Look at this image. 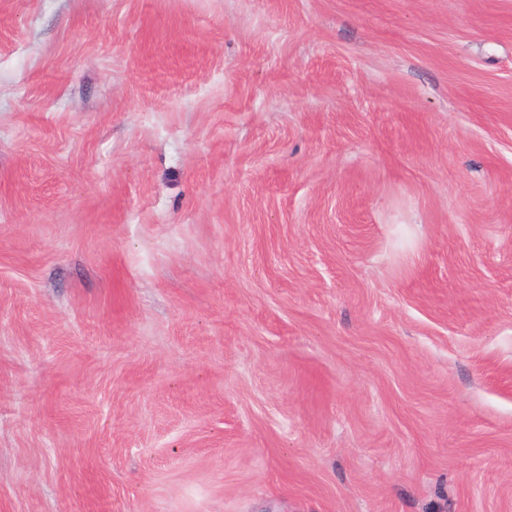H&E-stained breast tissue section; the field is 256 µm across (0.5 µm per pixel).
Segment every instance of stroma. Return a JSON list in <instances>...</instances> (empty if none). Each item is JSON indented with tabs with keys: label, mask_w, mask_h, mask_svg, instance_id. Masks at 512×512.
Here are the masks:
<instances>
[{
	"label": "stroma",
	"mask_w": 512,
	"mask_h": 512,
	"mask_svg": "<svg viewBox=\"0 0 512 512\" xmlns=\"http://www.w3.org/2000/svg\"><path fill=\"white\" fill-rule=\"evenodd\" d=\"M0 512H512V0H0Z\"/></svg>",
	"instance_id": "obj_1"
}]
</instances>
